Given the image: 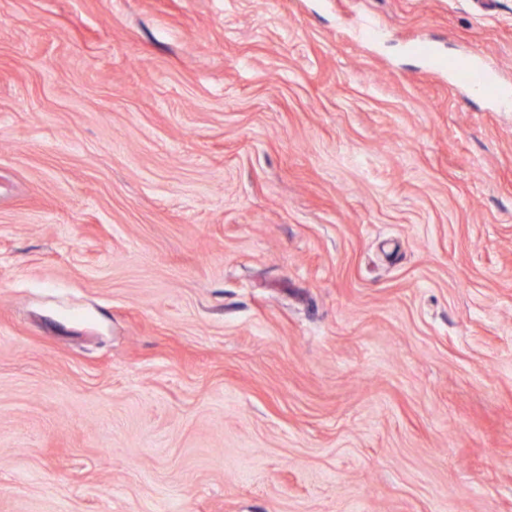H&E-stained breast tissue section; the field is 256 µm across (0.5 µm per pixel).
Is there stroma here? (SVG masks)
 I'll return each instance as SVG.
<instances>
[{
    "mask_svg": "<svg viewBox=\"0 0 512 512\" xmlns=\"http://www.w3.org/2000/svg\"><path fill=\"white\" fill-rule=\"evenodd\" d=\"M451 58L512 88V0H0V512H512Z\"/></svg>",
    "mask_w": 512,
    "mask_h": 512,
    "instance_id": "35a3bbf8",
    "label": "stroma"
}]
</instances>
